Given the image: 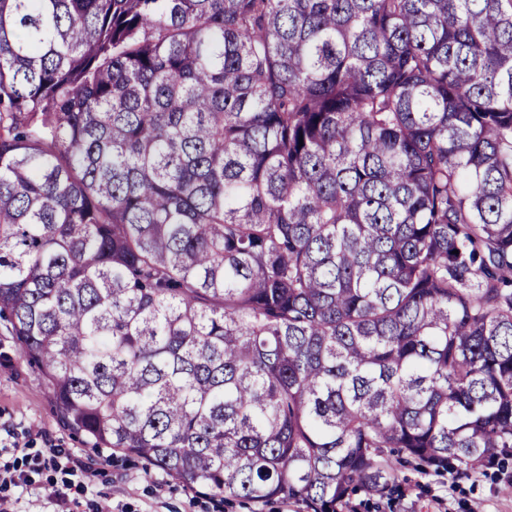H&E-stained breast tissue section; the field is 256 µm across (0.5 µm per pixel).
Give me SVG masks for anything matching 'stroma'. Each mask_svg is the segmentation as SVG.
I'll use <instances>...</instances> for the list:
<instances>
[{
	"label": "stroma",
	"instance_id": "stroma-1",
	"mask_svg": "<svg viewBox=\"0 0 512 512\" xmlns=\"http://www.w3.org/2000/svg\"><path fill=\"white\" fill-rule=\"evenodd\" d=\"M27 456L13 455L14 443ZM79 460L96 459L95 471L69 473L45 468L48 446ZM0 471L21 482L0 486L14 512H304L301 503L223 499L191 490L140 459L96 456L81 437L58 421L39 369L20 357L18 345L0 321ZM399 490L378 499L357 494L354 512H512V465L468 475L397 468ZM66 488L58 498L52 488Z\"/></svg>",
	"mask_w": 512,
	"mask_h": 512
}]
</instances>
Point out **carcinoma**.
Segmentation results:
<instances>
[{
    "instance_id": "carcinoma-1",
    "label": "carcinoma",
    "mask_w": 512,
    "mask_h": 512,
    "mask_svg": "<svg viewBox=\"0 0 512 512\" xmlns=\"http://www.w3.org/2000/svg\"><path fill=\"white\" fill-rule=\"evenodd\" d=\"M0 320L214 496L507 468L512 0H0Z\"/></svg>"
}]
</instances>
